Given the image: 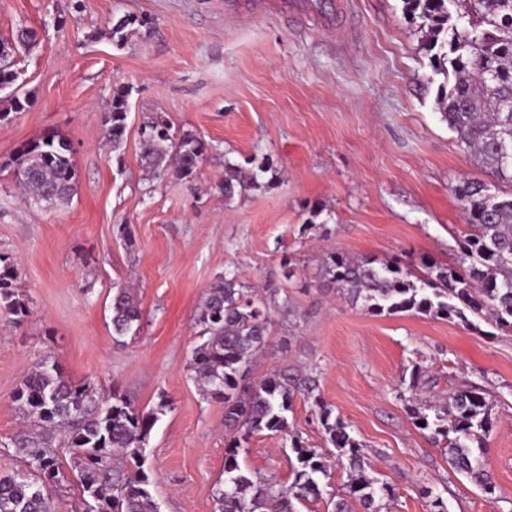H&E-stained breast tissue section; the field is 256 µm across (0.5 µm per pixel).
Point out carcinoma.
I'll use <instances>...</instances> for the list:
<instances>
[{
	"label": "carcinoma",
	"mask_w": 512,
	"mask_h": 512,
	"mask_svg": "<svg viewBox=\"0 0 512 512\" xmlns=\"http://www.w3.org/2000/svg\"><path fill=\"white\" fill-rule=\"evenodd\" d=\"M405 11L422 20L423 43L431 51L450 26L449 50L433 55L435 71L452 77L442 89L438 109L474 164L491 180L464 179L456 195L466 213L469 232L458 240L459 266L435 277L411 279L412 273L388 263L375 264L336 252L327 272L337 292L372 314L414 311L423 315L489 320L512 329V0H403ZM11 43L0 42V89L19 72L10 58ZM129 90L115 87L105 125L112 147L122 143L129 112ZM141 140L148 166L179 179L195 175L206 152L192 133L175 140L169 127ZM268 168L245 173L238 164L224 165V195L253 183ZM14 179L24 202L36 210L62 206L77 192L70 149L51 135L21 146ZM510 190L505 191L501 185ZM455 299L458 304L450 303ZM0 312L18 324L25 305L13 288L7 258L0 257ZM140 309L130 290L112 296V333L136 337ZM202 343L188 368L204 396L224 400V426L230 434L224 455V479L212 489L215 512H298L297 505L324 498L333 463L303 445L291 432L288 412L301 397L316 408L327 441L336 448V464L348 470L346 491L327 501V512H383L395 489L370 476L361 444L322 399L315 377L283 367L262 380L247 381L254 353L269 341L271 320L266 298L237 274L212 284L196 317ZM415 425L429 432L448 454V466L486 493L494 483L483 464L492 430L493 403L480 389L464 385L448 394L445 405L419 406L400 394ZM16 402L36 418L34 427L13 439L18 467L0 475V512H55L52 493L64 478L56 449H70L80 486L79 512H160L144 468L147 440L158 414L167 407L143 411L120 393L99 395L90 385L70 381L54 360L45 359L22 381ZM263 431L291 437L295 454L293 481L281 485L241 468L242 444Z\"/></svg>",
	"instance_id": "cac0c4a2"
}]
</instances>
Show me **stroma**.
Returning a JSON list of instances; mask_svg holds the SVG:
<instances>
[{
	"instance_id": "stroma-1",
	"label": "stroma",
	"mask_w": 512,
	"mask_h": 512,
	"mask_svg": "<svg viewBox=\"0 0 512 512\" xmlns=\"http://www.w3.org/2000/svg\"><path fill=\"white\" fill-rule=\"evenodd\" d=\"M350 29L319 16L293 26L271 14L228 18L224 0H0V39L27 27L25 111L0 120V255L16 271L23 321L0 319V472L18 466L12 440L29 420L15 400L44 358L103 394L143 410L168 405L147 444L160 512H214L224 471V404L204 397L187 365L199 304L228 273L269 302L268 345L251 375L291 366L317 375L323 399L361 441L371 474L397 490L388 512H512V335L485 320L415 312L374 315L340 299L325 274L341 251L424 276L458 266L466 232L455 195L481 172L442 121L443 83L403 0H349ZM131 25L111 32L121 17ZM130 88L124 141L104 112ZM165 116L205 158L188 179L148 168L141 124ZM57 134L72 148L78 193L60 208L26 207L10 164L20 145ZM266 167L258 185L223 191L224 164ZM133 289L135 339L116 341L112 295ZM494 404L485 494L452 473L399 395L413 368ZM292 432L328 453L312 404L295 399ZM243 468L293 480L287 436L245 444Z\"/></svg>"
}]
</instances>
